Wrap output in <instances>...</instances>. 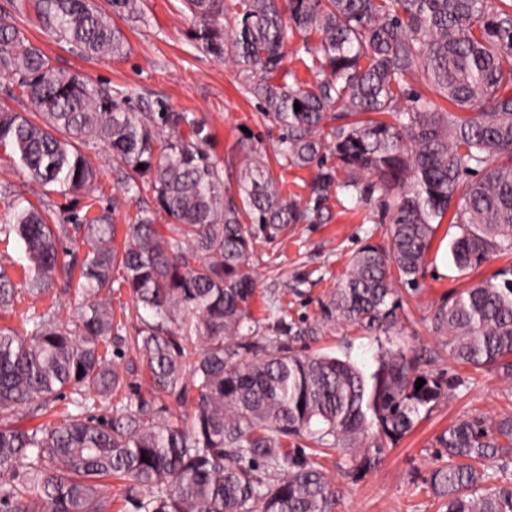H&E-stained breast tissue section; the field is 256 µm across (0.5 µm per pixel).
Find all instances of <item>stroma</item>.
Returning a JSON list of instances; mask_svg holds the SVG:
<instances>
[{
	"instance_id": "obj_1",
	"label": "stroma",
	"mask_w": 512,
	"mask_h": 512,
	"mask_svg": "<svg viewBox=\"0 0 512 512\" xmlns=\"http://www.w3.org/2000/svg\"><path fill=\"white\" fill-rule=\"evenodd\" d=\"M144 9V22L120 23L130 44L129 54L120 60L81 55L44 30L34 11L18 22L55 66L97 86L133 87L143 98H165L174 110L204 120L214 137L211 152L223 169L224 184L234 187L247 148L275 154L282 135L279 125L261 112L237 67L191 46V25L180 0H144ZM390 223L379 198L354 210L338 192L327 201L322 223L296 225L288 238L274 242L256 237L248 269L256 281L252 316L261 333L271 335L278 304L287 308L290 319L319 318L320 304L343 277L349 257L383 242ZM301 275L306 281L299 293L288 292L287 284ZM510 278L512 247L466 269L436 263L430 255L418 286L399 285L400 303L388 332L338 324L325 328L314 342V349L350 359L367 373L375 369L381 349H400L418 356L419 371L449 385L445 396L421 410L416 428L386 441L380 458L369 466H358L346 450L322 458L336 489V512H444L431 488L438 466L433 458L437 437L450 425L476 416L498 420L512 414V384L496 370L452 362L435 314L451 294L482 281L500 284Z\"/></svg>"
}]
</instances>
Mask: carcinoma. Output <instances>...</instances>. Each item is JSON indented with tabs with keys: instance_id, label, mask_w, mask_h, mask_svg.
<instances>
[{
	"instance_id": "obj_1",
	"label": "carcinoma",
	"mask_w": 512,
	"mask_h": 512,
	"mask_svg": "<svg viewBox=\"0 0 512 512\" xmlns=\"http://www.w3.org/2000/svg\"><path fill=\"white\" fill-rule=\"evenodd\" d=\"M107 2L108 12L93 0L0 7V74L31 105L0 104V151L43 189L0 226L25 260L20 289L0 267V311L29 299L23 331L0 327V512H111L114 480L135 512H336L319 459L338 445L376 458L444 387L401 351L381 352L367 374L307 344L336 324L388 329L397 283L423 277L447 216L461 229L460 268L512 243V0H181L195 48L232 62L283 130L281 166L318 167L304 201L284 196L252 151L237 192L224 191L203 120L161 97L136 109L132 89L58 69L17 20L31 7L84 55L121 59L129 44L115 18L144 21L143 0ZM290 28L316 37L302 46L313 81L282 67ZM419 69L429 97L406 89ZM99 142L116 188L155 202L123 226L117 197L104 206L94 195L86 151ZM329 154L343 177L323 169ZM335 186L356 208L382 193L394 210L386 244L351 256L317 321L283 315L266 338L250 324L256 232L273 242L316 223ZM50 193L69 199L61 220ZM115 283L145 311L130 327L104 295ZM71 292L82 306L63 322L56 302ZM435 320L453 361L512 377V279L459 292ZM144 367L146 394L135 382ZM157 393L191 412L162 419ZM65 399L74 411L59 422L16 423L24 406L34 418ZM437 443L448 461L431 486L446 512H512V487L482 490L484 461L512 455V415L461 421Z\"/></svg>"
}]
</instances>
